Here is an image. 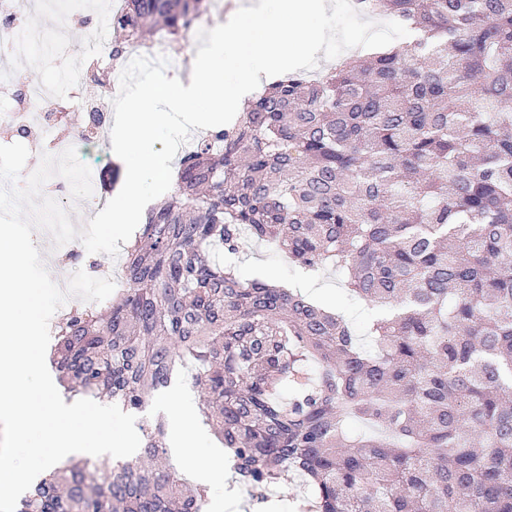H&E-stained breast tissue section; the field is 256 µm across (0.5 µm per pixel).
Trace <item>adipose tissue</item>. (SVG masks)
Wrapping results in <instances>:
<instances>
[{
	"instance_id": "obj_1",
	"label": "adipose tissue",
	"mask_w": 512,
	"mask_h": 512,
	"mask_svg": "<svg viewBox=\"0 0 512 512\" xmlns=\"http://www.w3.org/2000/svg\"><path fill=\"white\" fill-rule=\"evenodd\" d=\"M169 447L187 463L197 483L211 487L224 484V458L215 451L204 449L203 438L195 427L192 402L179 398L170 406Z\"/></svg>"
}]
</instances>
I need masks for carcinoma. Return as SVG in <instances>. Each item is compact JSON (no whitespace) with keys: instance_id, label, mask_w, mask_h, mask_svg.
<instances>
[{"instance_id":"obj_1","label":"carcinoma","mask_w":512,"mask_h":512,"mask_svg":"<svg viewBox=\"0 0 512 512\" xmlns=\"http://www.w3.org/2000/svg\"><path fill=\"white\" fill-rule=\"evenodd\" d=\"M356 2L415 38L280 77L208 131L126 249L133 287L67 315L56 368L68 396L138 411L193 365L201 423L238 479L262 491L295 472L314 512H512V0ZM205 9L124 0L112 60L158 30L182 48ZM245 234L386 309L372 347L210 258ZM141 432L137 460L71 459L16 512H201L206 488L174 470L165 423Z\"/></svg>"}]
</instances>
